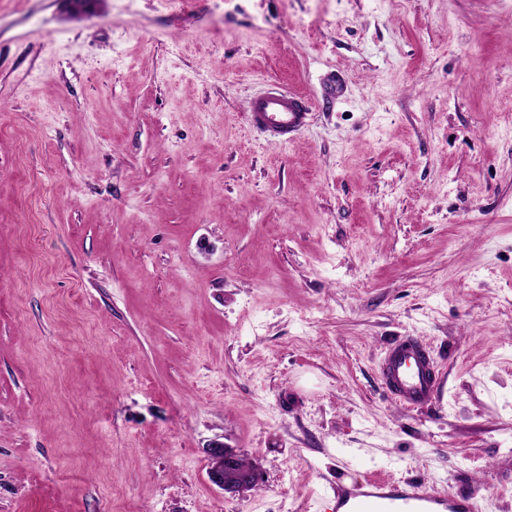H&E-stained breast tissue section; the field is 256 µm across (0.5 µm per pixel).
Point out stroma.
I'll return each instance as SVG.
<instances>
[{"label":"stroma","instance_id":"1","mask_svg":"<svg viewBox=\"0 0 512 512\" xmlns=\"http://www.w3.org/2000/svg\"><path fill=\"white\" fill-rule=\"evenodd\" d=\"M270 82L313 103L283 145ZM402 336L418 409L378 377ZM375 479L512 512V0H0V512ZM311 108L308 100L271 88L249 101L247 114L250 126L271 143L284 144L305 125ZM380 373L394 401L407 409L427 404L441 379L427 345L416 337H406L390 347ZM207 453L209 478L225 492L243 494L252 483L258 481V470L253 465L242 466L240 456L232 449L224 448L223 443H213Z\"/></svg>","mask_w":512,"mask_h":512}]
</instances>
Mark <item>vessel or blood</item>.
I'll use <instances>...</instances> for the list:
<instances>
[{"instance_id": "b4317fda", "label": "vessel or blood", "mask_w": 512, "mask_h": 512, "mask_svg": "<svg viewBox=\"0 0 512 512\" xmlns=\"http://www.w3.org/2000/svg\"><path fill=\"white\" fill-rule=\"evenodd\" d=\"M311 103L269 89L247 108L250 126L271 143L290 142L306 123ZM380 373L394 401L407 409L427 404L438 390L440 373L426 344L407 337L386 352ZM336 512H481L474 496L429 490L421 485L378 480L338 493Z\"/></svg>"}]
</instances>
